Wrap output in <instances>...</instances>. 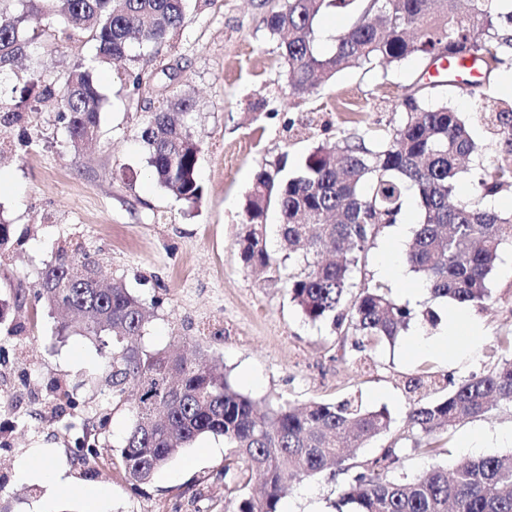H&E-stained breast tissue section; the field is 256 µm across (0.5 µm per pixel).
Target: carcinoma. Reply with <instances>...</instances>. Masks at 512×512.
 <instances>
[{
	"label": "carcinoma",
	"instance_id": "1",
	"mask_svg": "<svg viewBox=\"0 0 512 512\" xmlns=\"http://www.w3.org/2000/svg\"><path fill=\"white\" fill-rule=\"evenodd\" d=\"M0 0V70L27 55L34 40L26 15ZM49 20L61 18L67 40L88 34L96 43L93 64L78 66L45 81L32 66L13 87L20 101L38 104L57 97L59 121L70 147L81 152L100 125L102 94L96 67L127 56L129 47L157 51L184 24L186 0H38ZM493 0H280L265 24L278 42L292 94L302 97L328 83L347 66H398L410 58L428 72L431 58L473 56L501 65L512 51V10L500 12ZM341 11L348 24L335 36V49L319 51L318 24ZM426 84L396 105L399 125L382 142L366 143L354 133L332 146L309 152L293 174L282 167L262 169L249 191L238 242L249 269L281 279L282 262L267 248V215L280 212L281 235L299 270L285 286L293 302L313 322L331 325L363 340L393 342L419 319L431 326L440 315L420 313L395 301L385 285L366 283L353 290L359 268L381 228L400 223L407 191L415 189L419 220L404 256L405 264L435 298L462 306L491 299L488 280L501 245L512 241V212L499 213L479 203H453L458 180L467 176L480 196L512 185V99L478 103L479 120L492 126L500 143L490 162L476 139L472 121L444 101H432ZM193 100L173 96L150 112L140 128L153 179L187 204L203 195L198 179L201 143L172 113L192 111ZM97 273L89 256H58L38 277L33 291L47 308L83 313L79 325H63L99 342L105 387L116 401L128 388L138 390L133 422L119 450L126 477L150 482L196 439L221 436L229 448L224 485L233 497L225 512H279L290 489L315 476H344L337 508L354 512H512V453L468 460L448 471L432 467L410 478L389 473L402 468L407 451L440 455L444 435L466 419L482 417L499 404H512V359L470 374L448 395L418 401L409 409L403 431L371 460L355 449L391 429L385 409H368L355 400L313 402L304 410L289 403L272 405L245 395L217 364L202 357L189 363L175 352L149 351L134 342L143 335L147 305L121 280L103 288L88 285ZM411 392H437L434 376L406 381ZM258 495L245 492L252 480Z\"/></svg>",
	"mask_w": 512,
	"mask_h": 512
}]
</instances>
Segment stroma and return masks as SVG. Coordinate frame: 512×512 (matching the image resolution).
Wrapping results in <instances>:
<instances>
[{"mask_svg": "<svg viewBox=\"0 0 512 512\" xmlns=\"http://www.w3.org/2000/svg\"><path fill=\"white\" fill-rule=\"evenodd\" d=\"M27 11L40 39L32 53L44 78L94 53L89 38L71 42L59 34L62 21ZM267 0H189L178 36L154 57L131 48L126 58L96 72L104 95L94 148L73 154L67 134L51 107L25 113L20 122L0 126V217L13 237L0 254V297H26L0 324V506L9 512H224L222 470L227 450L212 435L197 439L150 483L133 485L116 450L132 423L134 400L113 403L104 393L103 357L97 343L80 335L60 337L62 317L32 294L41 269L59 249L89 255L103 277L123 280L151 308L140 339L152 351L181 348L187 356L205 353L232 384L256 400L302 407L313 401H362L387 409L386 433L361 448L375 456L404 425L415 400L405 381L422 372L447 376L457 386L470 372L490 365L491 346L512 336V244H504L492 272L488 306L469 307L481 333L477 360L443 362L420 352L407 336L394 343L347 349L327 323H312L290 299L283 282L246 269L236 240L245 196L261 169L294 170L314 147L333 145L351 133L377 141L397 126L395 106L417 77L418 62L365 70L348 67L310 94L290 93L278 43L263 23ZM152 73L144 96L134 95L129 72ZM195 106L183 118L201 141L199 203L188 205L151 178L147 153L138 137L148 105L174 94ZM394 227L382 229L368 252L355 285L371 281L415 311L447 309L446 301L404 290L420 286L410 269L389 276L383 256ZM79 402L80 416L106 414L95 434L98 455L77 461L75 440L60 415V392ZM488 438L487 454L512 452V408L458 425L448 435L445 454L409 453L403 473L413 476L434 466L455 467L471 453L463 439ZM69 479L54 494L36 479L19 480L18 464L35 449ZM104 489L105 501L91 508L89 490ZM338 482L316 476L297 485L282 501V512H336Z\"/></svg>", "mask_w": 512, "mask_h": 512, "instance_id": "35a3bbf8", "label": "stroma"}]
</instances>
